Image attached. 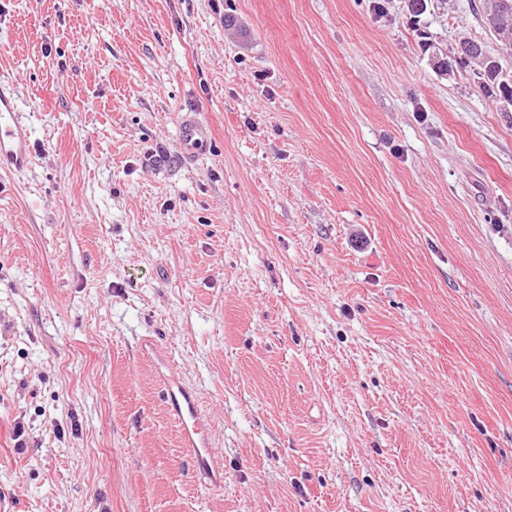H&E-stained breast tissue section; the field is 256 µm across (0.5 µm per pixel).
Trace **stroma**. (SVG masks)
Masks as SVG:
<instances>
[{"label": "stroma", "mask_w": 512, "mask_h": 512, "mask_svg": "<svg viewBox=\"0 0 512 512\" xmlns=\"http://www.w3.org/2000/svg\"><path fill=\"white\" fill-rule=\"evenodd\" d=\"M460 36L500 56L471 0H0L34 147L0 173V512H512V112L433 68ZM208 127L196 116H187L179 127V146L188 157L203 152L209 143ZM139 349L153 364L167 411L180 428L185 447L191 452L196 475L206 486H215V474L223 472L224 475V460L213 448L210 421L199 396L175 371L169 354L155 339L143 338Z\"/></svg>", "instance_id": "1"}]
</instances>
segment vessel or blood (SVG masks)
I'll use <instances>...</instances> for the list:
<instances>
[{"label": "vessel or blood", "instance_id": "vessel-or-blood-1", "mask_svg": "<svg viewBox=\"0 0 512 512\" xmlns=\"http://www.w3.org/2000/svg\"><path fill=\"white\" fill-rule=\"evenodd\" d=\"M23 130L17 92L14 87L0 83V167L20 170L32 159V149ZM208 143L207 126L197 117H185L179 127V146L183 153L195 156L203 152ZM139 349L153 364L167 411L191 452L196 475L205 485H215L217 473L224 470V460L213 448L210 421L197 393L175 371L169 354L155 339L143 338Z\"/></svg>", "mask_w": 512, "mask_h": 512}]
</instances>
